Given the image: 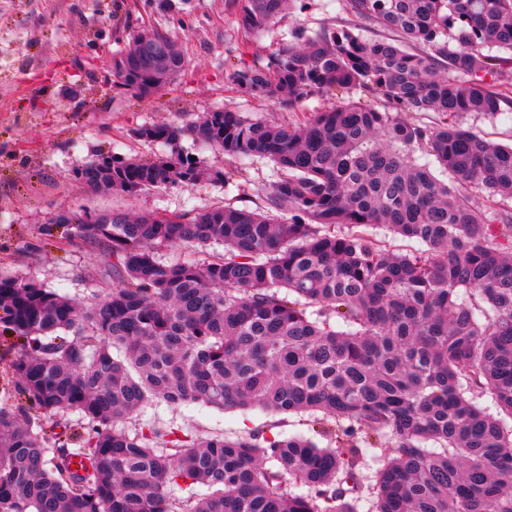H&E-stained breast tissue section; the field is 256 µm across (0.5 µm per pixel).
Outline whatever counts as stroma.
Returning a JSON list of instances; mask_svg holds the SVG:
<instances>
[{
	"instance_id": "1",
	"label": "stroma",
	"mask_w": 512,
	"mask_h": 512,
	"mask_svg": "<svg viewBox=\"0 0 512 512\" xmlns=\"http://www.w3.org/2000/svg\"><path fill=\"white\" fill-rule=\"evenodd\" d=\"M0 0V275H18L88 302L103 269L96 249L38 247V229L66 213L176 215L231 204L262 208L277 179L273 163L236 160L184 138L183 151L206 168L231 173L229 184L201 181L190 188L150 187L137 194L95 193L74 180V169L101 152L149 159L162 144L133 137L153 124L182 125L214 110L253 121L298 124L329 105L313 96L294 106L241 92L234 71L265 61L297 28H341L372 40L387 31L356 18L346 0H303L262 34L245 35L237 0ZM147 26L168 28L185 65L177 79L147 97L115 86L108 61L118 49L115 33L129 37ZM79 89L72 97L71 89ZM456 123L486 140L512 142V109L497 116L457 114ZM147 419L190 427L199 433L274 432L312 435L306 414H274L260 408L218 409L204 405L159 406Z\"/></svg>"
}]
</instances>
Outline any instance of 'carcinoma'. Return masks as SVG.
Instances as JSON below:
<instances>
[{
	"instance_id": "carcinoma-1",
	"label": "carcinoma",
	"mask_w": 512,
	"mask_h": 512,
	"mask_svg": "<svg viewBox=\"0 0 512 512\" xmlns=\"http://www.w3.org/2000/svg\"><path fill=\"white\" fill-rule=\"evenodd\" d=\"M291 2L238 0L239 25L261 32ZM347 2L419 51L303 30L234 82L290 106L331 95V107L294 126L220 110L142 126L133 136L167 153H100L73 171L93 191L128 195L229 181L179 150L191 135L275 163L263 208L71 214L41 227L43 242L100 249L107 287L90 304L0 275L18 394L0 405V512H357L360 501L368 512H512V213L496 206L512 199V146L409 119L512 106L477 80L512 63L490 53L512 51V0ZM144 43L162 58L145 61ZM183 65L158 28L112 55L117 85L141 97ZM473 188L490 203L474 204ZM373 226L422 247L396 252ZM172 246L200 257L163 259ZM471 392L490 394L497 414ZM164 403L311 412L315 434L334 440L123 426ZM376 448L391 453L370 479Z\"/></svg>"
}]
</instances>
